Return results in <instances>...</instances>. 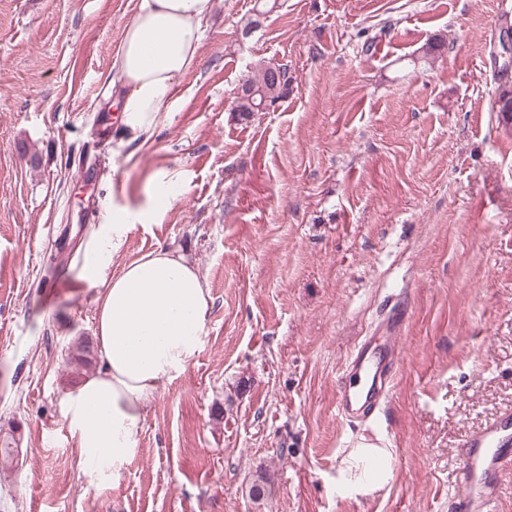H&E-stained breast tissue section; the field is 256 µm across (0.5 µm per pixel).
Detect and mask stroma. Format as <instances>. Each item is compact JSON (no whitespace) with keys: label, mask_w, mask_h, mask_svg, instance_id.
Returning a JSON list of instances; mask_svg holds the SVG:
<instances>
[{"label":"stroma","mask_w":512,"mask_h":512,"mask_svg":"<svg viewBox=\"0 0 512 512\" xmlns=\"http://www.w3.org/2000/svg\"><path fill=\"white\" fill-rule=\"evenodd\" d=\"M135 12L0 0V512H451L464 441L512 409V123L495 106L512 71L494 63L512 0H216L176 102L122 148L105 96ZM262 63L292 90L241 118ZM160 168L185 186L120 260L185 249L205 337L118 481L90 486L60 414L96 306L77 247ZM394 306L392 390L343 421L338 380ZM364 439L393 478L349 498L342 460Z\"/></svg>","instance_id":"1"}]
</instances>
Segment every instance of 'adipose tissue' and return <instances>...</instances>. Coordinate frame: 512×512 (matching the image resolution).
Masks as SVG:
<instances>
[{
    "mask_svg": "<svg viewBox=\"0 0 512 512\" xmlns=\"http://www.w3.org/2000/svg\"><path fill=\"white\" fill-rule=\"evenodd\" d=\"M214 0H138L112 63L120 145L146 143L161 112L194 64ZM145 204L105 205L80 245L78 286L98 289L95 340L98 368L69 389L60 412L75 440L87 484L118 480L136 455L148 413L168 383L200 350L211 306L198 269L165 244L126 264L118 259L138 224L160 223L182 186L175 169L156 170ZM390 449L370 443L343 461V493L367 495L392 479Z\"/></svg>",
    "mask_w": 512,
    "mask_h": 512,
    "instance_id": "obj_1",
    "label": "adipose tissue"
}]
</instances>
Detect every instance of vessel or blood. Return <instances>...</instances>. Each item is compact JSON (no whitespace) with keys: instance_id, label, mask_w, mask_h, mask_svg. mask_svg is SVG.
<instances>
[{"instance_id":"vessel-or-blood-1","label":"vessel or blood","mask_w":512,"mask_h":512,"mask_svg":"<svg viewBox=\"0 0 512 512\" xmlns=\"http://www.w3.org/2000/svg\"><path fill=\"white\" fill-rule=\"evenodd\" d=\"M389 329L384 356H377L372 337H363L353 351L337 391V413L355 418L374 412L387 395L405 325L400 311L383 322ZM464 490L453 499V512H487L499 496V474L512 464V412L507 411L469 435L465 441Z\"/></svg>"}]
</instances>
